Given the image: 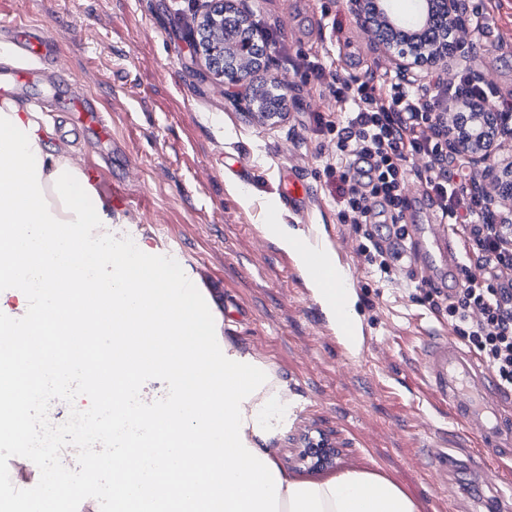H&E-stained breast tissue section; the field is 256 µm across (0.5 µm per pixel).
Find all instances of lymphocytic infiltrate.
<instances>
[{
    "label": "lymphocytic infiltrate",
    "mask_w": 512,
    "mask_h": 512,
    "mask_svg": "<svg viewBox=\"0 0 512 512\" xmlns=\"http://www.w3.org/2000/svg\"><path fill=\"white\" fill-rule=\"evenodd\" d=\"M331 93L351 110L336 124L338 153L326 170L340 183L344 221L365 230L361 253L366 263L389 272L368 226L377 206L391 224L400 223L403 162L407 152L424 153L429 159L424 181L442 218L464 240L462 288L450 297L433 290L426 299L432 312L446 316L484 357L498 385L512 391V249L500 247L489 231L484 198L470 183L467 162L448 151L447 113L419 85L395 83L385 95L369 83L339 78Z\"/></svg>",
    "instance_id": "f902f5d3"
}]
</instances>
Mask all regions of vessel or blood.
Listing matches in <instances>:
<instances>
[{
  "label": "vessel or blood",
  "instance_id": "b4317fda",
  "mask_svg": "<svg viewBox=\"0 0 512 512\" xmlns=\"http://www.w3.org/2000/svg\"><path fill=\"white\" fill-rule=\"evenodd\" d=\"M8 29L36 64L0 72V99L17 97L39 70L37 64L51 56L49 37H34L28 25L17 18H1L0 29ZM398 258L407 259L416 275L432 288L459 284L461 280L460 238L443 219L430 224H411L405 239H389ZM325 244L317 232H309L300 248L306 255L305 271L310 282H328L323 255ZM196 355L209 365H224V340L217 337L192 340ZM419 371L424 382L427 405L447 413L465 440L478 470L503 473L500 488L512 492V399L499 389L491 367L460 345L450 332L425 337L419 348Z\"/></svg>",
  "mask_w": 512,
  "mask_h": 512
}]
</instances>
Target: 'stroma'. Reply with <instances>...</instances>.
Listing matches in <instances>:
<instances>
[{
    "label": "stroma",
    "instance_id": "obj_1",
    "mask_svg": "<svg viewBox=\"0 0 512 512\" xmlns=\"http://www.w3.org/2000/svg\"><path fill=\"white\" fill-rule=\"evenodd\" d=\"M468 0L466 58L481 73L488 100L512 113V0ZM252 21L271 49L260 77L285 86L288 109L277 126L254 122L224 95V86L196 54L189 38L191 0H0V17H20L53 40L54 60L19 96L39 100L53 126L55 146L73 164L123 184L126 203L112 208L111 250L136 248L172 277L194 276L222 292L219 335L269 365L300 403L271 444L278 465L299 479L294 457L307 433L318 432L338 452L319 479L368 471L394 480L420 512H512L492 493L464 449L442 475L428 451L448 446L430 433L412 405L420 386L417 346L424 333L448 328L432 314L425 289L398 269L373 272L359 253L362 238L343 223L336 179L325 165L336 151L326 126L343 112L329 92L331 77L315 78L310 57L333 50L339 75L364 81L395 75L389 61L361 39L349 0H247ZM497 35L488 45L486 28ZM96 97L112 138L96 127H75L70 99ZM428 166L424 154L406 159L402 196L418 195ZM299 168L312 189L304 210L285 200L283 172ZM251 191L249 203L230 194L226 179ZM420 199L406 218L426 223ZM296 232L319 228L351 274L363 340L357 357L345 350L289 254L265 241L263 227Z\"/></svg>",
    "mask_w": 512,
    "mask_h": 512
}]
</instances>
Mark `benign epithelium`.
Returning <instances> with one entry per match:
<instances>
[{
	"label": "benign epithelium",
	"instance_id": "obj_1",
	"mask_svg": "<svg viewBox=\"0 0 512 512\" xmlns=\"http://www.w3.org/2000/svg\"><path fill=\"white\" fill-rule=\"evenodd\" d=\"M244 0H198L196 34L198 53L224 83L226 98L244 101L248 115L263 124L277 122L288 105L280 97L277 111L270 112L258 89L251 84L255 68H264L267 53L259 49ZM357 18L378 33L377 49L393 64L398 75L418 81L433 68H446L457 58L473 53V43L460 33L468 19L463 0H419L411 18L396 14L390 0H350ZM464 112L448 113V151L465 156L470 166L483 172L484 190L492 213L491 229L512 225V156L497 159L505 143H512V114L493 112L486 101L465 100ZM336 449L299 452L297 463L310 470L335 463Z\"/></svg>",
	"mask_w": 512,
	"mask_h": 512
}]
</instances>
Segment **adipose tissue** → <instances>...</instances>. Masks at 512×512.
Wrapping results in <instances>:
<instances>
[{
  "instance_id": "ef3b65f1",
  "label": "adipose tissue",
  "mask_w": 512,
  "mask_h": 512,
  "mask_svg": "<svg viewBox=\"0 0 512 512\" xmlns=\"http://www.w3.org/2000/svg\"><path fill=\"white\" fill-rule=\"evenodd\" d=\"M53 129L39 112L12 101L0 103V288L13 296L34 297L47 304L51 284L65 281L80 287L82 279L112 291L111 306L73 299L59 309L41 332L8 338L0 351V371L17 368L26 393L41 384L44 360L64 359L70 328L112 315V345L117 360L112 379L134 384L143 376L142 343L129 342L125 331L142 324L147 335L165 343L163 357L185 389L171 402L130 406L124 392L112 399V422L124 436L136 418L147 417L156 439L173 436L163 448H117L109 474L112 512H208L215 489L213 469L224 475V512H418L417 504L384 476L347 472L323 481H304L282 471L270 448L287 425L291 411L288 386L273 370L232 340L224 342V388L210 399L211 371L186 343L188 319L215 308H199L195 300L160 292V280L132 254L91 248L96 225L111 223L104 202L88 206L97 190L85 171L51 147ZM111 278L99 277L101 266ZM154 294H147V287ZM197 433L220 435V448H198Z\"/></svg>"
}]
</instances>
